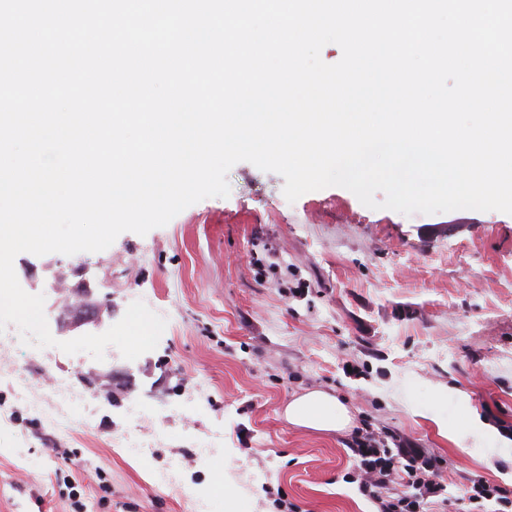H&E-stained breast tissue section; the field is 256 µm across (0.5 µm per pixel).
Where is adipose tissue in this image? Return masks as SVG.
Returning <instances> with one entry per match:
<instances>
[{
  "instance_id": "ef3b65f1",
  "label": "adipose tissue",
  "mask_w": 512,
  "mask_h": 512,
  "mask_svg": "<svg viewBox=\"0 0 512 512\" xmlns=\"http://www.w3.org/2000/svg\"><path fill=\"white\" fill-rule=\"evenodd\" d=\"M289 422L323 432H341L352 421L349 408L332 394L313 390L292 401L286 411Z\"/></svg>"
}]
</instances>
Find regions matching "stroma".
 <instances>
[{
  "mask_svg": "<svg viewBox=\"0 0 512 512\" xmlns=\"http://www.w3.org/2000/svg\"><path fill=\"white\" fill-rule=\"evenodd\" d=\"M228 197L195 203L100 252L17 255L21 287L44 294L52 336L100 334L141 300L166 327L136 360L19 343L0 364V512H374L347 482L350 433L288 422L312 389L443 462L452 496L468 479L512 490V215L406 216L332 186L288 202L284 178L251 163ZM89 283L108 312L64 327L53 285ZM90 388L65 433L28 409L9 377L45 369ZM153 406L157 435L119 447Z\"/></svg>",
  "mask_w": 512,
  "mask_h": 512,
  "instance_id": "35a3bbf8",
  "label": "stroma"
}]
</instances>
